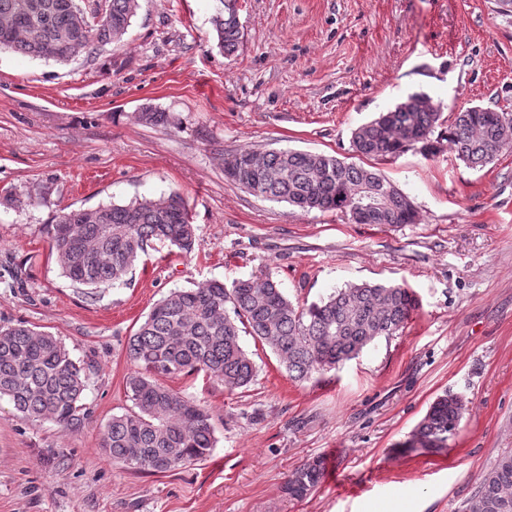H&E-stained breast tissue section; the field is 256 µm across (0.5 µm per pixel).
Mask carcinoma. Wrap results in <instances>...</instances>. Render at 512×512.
<instances>
[{
    "label": "carcinoma",
    "instance_id": "cac0c4a2",
    "mask_svg": "<svg viewBox=\"0 0 512 512\" xmlns=\"http://www.w3.org/2000/svg\"><path fill=\"white\" fill-rule=\"evenodd\" d=\"M212 17L218 46L227 56L239 46L238 0H219ZM139 0H105L92 14L78 0H0V48L36 59L68 62L119 43L136 15ZM505 112L464 108L448 132L435 134L439 112H407L403 104L382 112L353 133L354 151L389 161L406 150L434 158L443 146L462 161L484 166L512 152ZM136 119L151 126L167 115L146 107ZM236 172L224 175L264 200L303 211H336L354 219V204L371 193L383 208L368 223L414 224L412 200L379 171L335 156L292 149L240 148L227 153ZM196 228L185 198L172 192L125 205L59 209L50 233L51 251L73 284L101 291L123 284L155 241L179 252L193 251ZM420 308L417 293L401 284H346L326 298L295 304L270 273L227 285L209 280L176 288L159 300L129 337L126 378L132 407L100 430V448L126 470L164 473L206 459L216 438L209 409L162 382L165 377L202 374L233 392L248 386L257 366L241 343L247 334L268 346L288 375L306 381L356 358L374 341L404 332ZM86 373L64 343L23 322L0 324V399L29 420H47L68 431L85 419ZM466 411L462 397H436L403 452L441 453L459 430ZM316 458L295 468L283 492L300 500L322 482ZM461 512H512V450H504L483 472Z\"/></svg>",
    "mask_w": 512,
    "mask_h": 512
}]
</instances>
